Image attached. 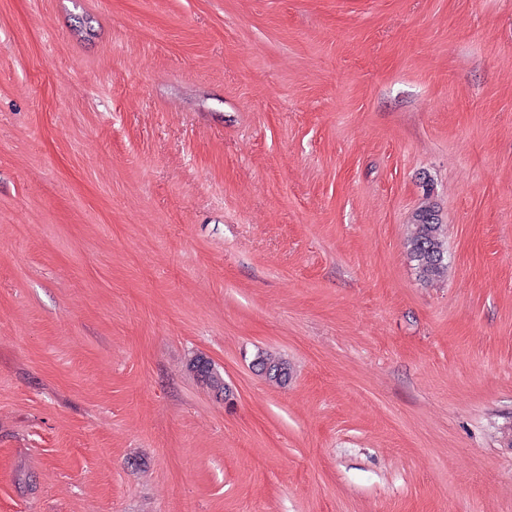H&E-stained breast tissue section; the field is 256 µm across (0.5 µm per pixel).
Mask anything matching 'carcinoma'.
Segmentation results:
<instances>
[{
    "mask_svg": "<svg viewBox=\"0 0 512 512\" xmlns=\"http://www.w3.org/2000/svg\"><path fill=\"white\" fill-rule=\"evenodd\" d=\"M407 252L414 269L420 278L433 280L442 276L448 269V249L444 240L443 225L436 221L433 207H423L416 214L415 231L406 243ZM259 369H268L269 379L279 385L288 381L290 367L288 361L259 352Z\"/></svg>",
    "mask_w": 512,
    "mask_h": 512,
    "instance_id": "cac0c4a2",
    "label": "carcinoma"
}]
</instances>
